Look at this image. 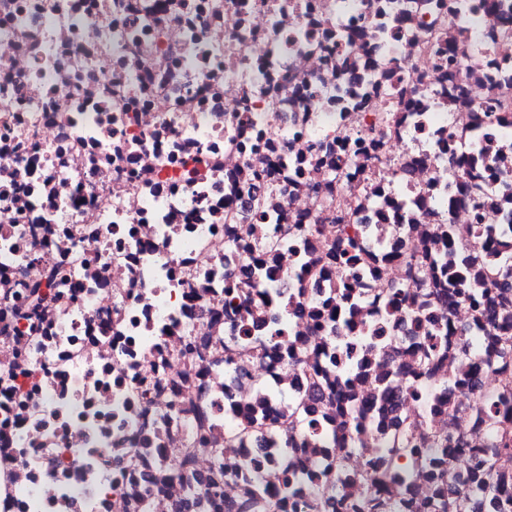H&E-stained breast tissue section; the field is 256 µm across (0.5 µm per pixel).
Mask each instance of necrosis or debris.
I'll return each instance as SVG.
<instances>
[{
    "label": "necrosis or debris",
    "instance_id": "4bbe7bcc",
    "mask_svg": "<svg viewBox=\"0 0 512 512\" xmlns=\"http://www.w3.org/2000/svg\"><path fill=\"white\" fill-rule=\"evenodd\" d=\"M508 18L512 0H0V512H127L138 493L142 512H216L199 480L223 465L233 498L281 448L288 399H310L332 360L334 328L309 313L339 285L362 323L384 315L377 289L405 290L381 359L418 448L447 433L486 441L454 383L456 353L481 333L470 302L441 320L446 405L410 395L415 313L443 303L402 257L436 266L425 248L439 224L467 255L474 224H512ZM342 222L360 225L378 269L295 277ZM282 224L301 232L278 238ZM50 273L57 294L33 332L17 291ZM229 288L262 321L230 355ZM260 383L268 432L228 440L225 417ZM154 430L168 463L190 450L189 469L147 491L102 466ZM341 450L360 462L342 485L366 494L379 451L357 434L296 448L293 463L314 476Z\"/></svg>",
    "mask_w": 512,
    "mask_h": 512
}]
</instances>
